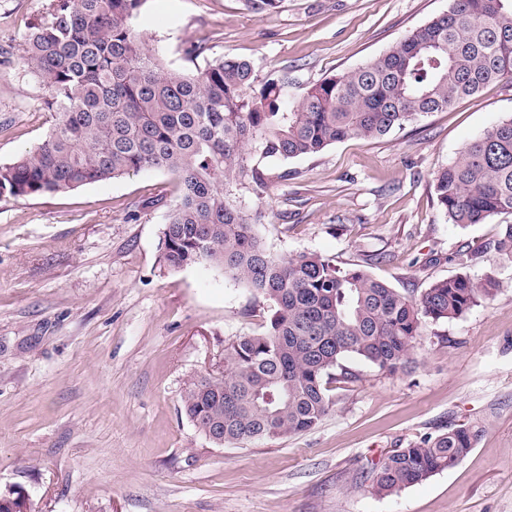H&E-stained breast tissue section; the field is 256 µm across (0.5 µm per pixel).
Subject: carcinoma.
<instances>
[{"label":"carcinoma","mask_w":512,"mask_h":512,"mask_svg":"<svg viewBox=\"0 0 512 512\" xmlns=\"http://www.w3.org/2000/svg\"><path fill=\"white\" fill-rule=\"evenodd\" d=\"M146 0H53L26 38L23 67L51 95L48 138L0 166V196L64 193L146 169L172 175L180 195L162 231L169 270L210 265L269 302L261 332L225 346L224 380L196 375L182 411L244 444L299 434L332 408L327 385L359 358L404 371L424 324L462 317L497 282L467 275L418 296L339 268L314 253L273 255L237 192L261 196L263 160L312 156L373 140L443 112L485 85L512 80V0H450L448 10L378 56L322 80L298 99L288 75L255 84L252 65L226 56L194 72L163 67L136 28ZM270 15L282 0H245ZM439 208L466 227L512 214V118L490 127L434 178ZM340 373H335V370ZM478 439L459 424L390 451L373 490L392 495L461 461ZM0 512H33L0 490Z\"/></svg>","instance_id":"obj_1"}]
</instances>
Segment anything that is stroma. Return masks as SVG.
Instances as JSON below:
<instances>
[{
    "label": "stroma",
    "mask_w": 512,
    "mask_h": 512,
    "mask_svg": "<svg viewBox=\"0 0 512 512\" xmlns=\"http://www.w3.org/2000/svg\"><path fill=\"white\" fill-rule=\"evenodd\" d=\"M52 0H0V166L41 144L47 89L22 66ZM449 0H146L137 22L169 68L231 56L257 82L281 74L301 97L447 11ZM203 52L188 57L187 48ZM512 117L494 82L379 140L349 139L269 164L256 231L276 255L367 265L421 294L465 273L499 284L460 319L426 325L416 368L390 375L357 358L328 386L313 429L242 445L209 442L182 411L186 383L259 330L268 302L223 271L160 262L179 195L143 170L66 193L0 197V489L34 512H512V258L490 249L511 214L460 227L436 204L434 176L472 139ZM480 251L461 265V249ZM479 428L453 468L396 494L372 489L395 448L457 424Z\"/></svg>",
    "instance_id": "stroma-1"
}]
</instances>
